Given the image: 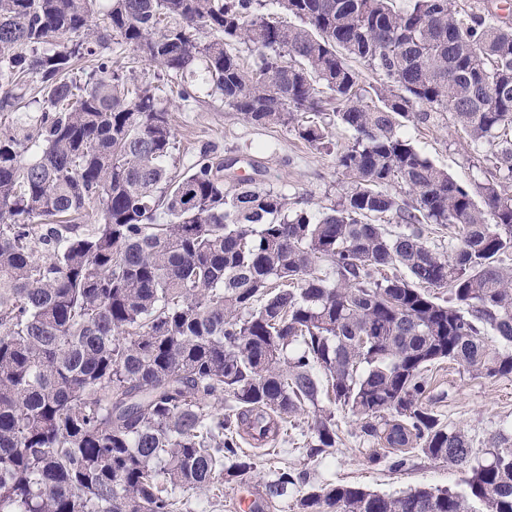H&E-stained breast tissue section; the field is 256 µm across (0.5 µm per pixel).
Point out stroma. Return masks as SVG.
Returning <instances> with one entry per match:
<instances>
[{
    "mask_svg": "<svg viewBox=\"0 0 512 512\" xmlns=\"http://www.w3.org/2000/svg\"><path fill=\"white\" fill-rule=\"evenodd\" d=\"M112 56L119 62L133 61L131 51L113 45ZM134 77L159 86L158 96L171 113L177 137L175 172H184L202 153L209 150L224 156L243 155L261 163L265 186L288 197L307 201L316 210L332 206L346 192L348 183L336 166V154L350 134L341 127L332 129L331 149L308 146L284 126H261L225 111L208 86H199L194 99L181 100L159 68L147 61H133ZM401 135L435 165L456 181L473 184L484 162L485 148L475 146L447 116H435L422 125L405 123ZM428 389L424 402L447 427L461 430L477 455H484L493 435L512 433V376L482 377L457 364L444 361L425 373ZM314 411L305 408L288 424L286 440L272 449H258L256 469L242 483H229L221 497L194 496L193 512H243L261 494L275 470L288 467L307 470L317 484H354L383 494H397L418 488H454L460 482L458 468L424 458L409 449V465L390 469L386 459L392 450L383 440L364 435L361 423L342 409H335L338 436L331 455L311 459L303 447Z\"/></svg>",
    "mask_w": 512,
    "mask_h": 512,
    "instance_id": "obj_1",
    "label": "stroma"
}]
</instances>
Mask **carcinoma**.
<instances>
[{
    "label": "carcinoma",
    "instance_id": "carcinoma-1",
    "mask_svg": "<svg viewBox=\"0 0 512 512\" xmlns=\"http://www.w3.org/2000/svg\"><path fill=\"white\" fill-rule=\"evenodd\" d=\"M275 3L0 0V117L40 95L29 125H0V512H179L245 481L240 439L262 447L308 406L306 455L330 453L324 400L462 468L461 487L386 495L281 469L252 512L302 486L294 512H512V439L480 460L423 404L440 360L512 375V23L452 0ZM114 42L183 101L201 80L316 148L336 121L351 187L315 212L226 178L238 160L214 152L170 172V113L106 55ZM437 112L490 148L484 180L458 183L398 133ZM390 213L407 230L380 224ZM426 224L456 230L448 251Z\"/></svg>",
    "mask_w": 512,
    "mask_h": 512
}]
</instances>
